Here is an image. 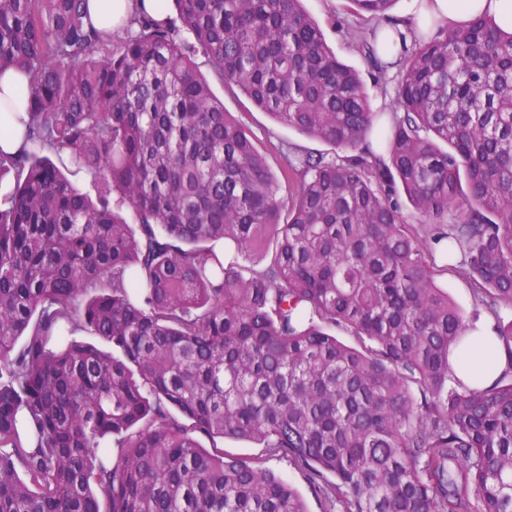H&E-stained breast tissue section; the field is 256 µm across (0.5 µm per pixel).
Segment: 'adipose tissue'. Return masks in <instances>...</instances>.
<instances>
[{
  "instance_id": "ef3b65f1",
  "label": "adipose tissue",
  "mask_w": 512,
  "mask_h": 512,
  "mask_svg": "<svg viewBox=\"0 0 512 512\" xmlns=\"http://www.w3.org/2000/svg\"><path fill=\"white\" fill-rule=\"evenodd\" d=\"M419 11L445 19L448 24L465 22L473 16L485 13L493 16L504 29H512V0H416ZM91 20L101 28L132 21L146 14L161 20L166 16L162 0H91ZM24 75L7 68L0 72V99L12 101L9 110L0 109V122L11 126L8 135H0V150L13 154L22 146L21 120L27 109L25 102L16 98L20 86L26 84ZM512 365V350L499 339L488 335H475L471 347L452 356L450 369L453 377L472 387L490 385L508 366Z\"/></svg>"
}]
</instances>
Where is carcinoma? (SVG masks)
<instances>
[{"label": "carcinoma", "mask_w": 512, "mask_h": 512, "mask_svg": "<svg viewBox=\"0 0 512 512\" xmlns=\"http://www.w3.org/2000/svg\"><path fill=\"white\" fill-rule=\"evenodd\" d=\"M349 2L384 20L396 0ZM88 4L0 0V71L29 107L0 151V512H307L225 439L307 472L327 512H512V381L450 385L479 312L435 263L511 344L512 32L372 30L378 76L399 55L386 125L301 0H172L110 33ZM200 54L351 154L281 145L274 172ZM438 283L440 286L448 289V295L467 316L474 312V295L467 281L454 273L441 272L438 277Z\"/></svg>", "instance_id": "1"}]
</instances>
